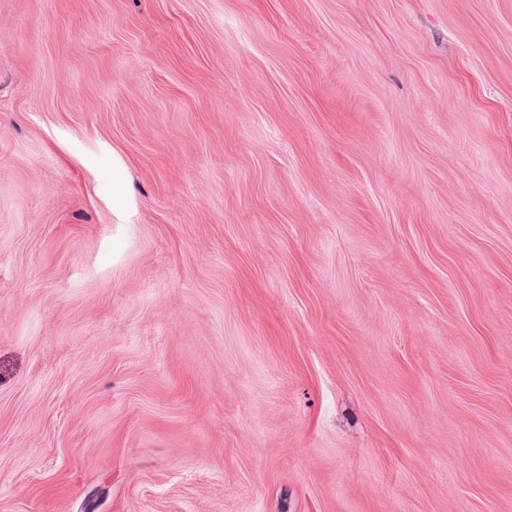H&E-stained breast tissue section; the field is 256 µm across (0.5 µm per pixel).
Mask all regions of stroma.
I'll use <instances>...</instances> for the list:
<instances>
[{"label":"stroma","instance_id":"stroma-1","mask_svg":"<svg viewBox=\"0 0 512 512\" xmlns=\"http://www.w3.org/2000/svg\"><path fill=\"white\" fill-rule=\"evenodd\" d=\"M96 488L512 512V0H0V512Z\"/></svg>","mask_w":512,"mask_h":512}]
</instances>
